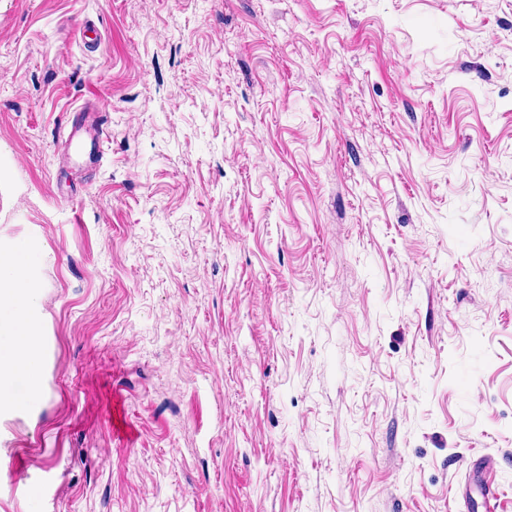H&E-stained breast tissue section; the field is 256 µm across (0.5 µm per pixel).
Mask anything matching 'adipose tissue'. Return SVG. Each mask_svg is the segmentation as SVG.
I'll return each instance as SVG.
<instances>
[{"mask_svg": "<svg viewBox=\"0 0 512 512\" xmlns=\"http://www.w3.org/2000/svg\"><path fill=\"white\" fill-rule=\"evenodd\" d=\"M29 266L25 259H17L8 278H0V328L8 327L11 335L19 339L13 355L17 358L33 356L39 347L38 324L35 320L12 321L10 313L23 300L37 299L38 285L28 277Z\"/></svg>", "mask_w": 512, "mask_h": 512, "instance_id": "ef3b65f1", "label": "adipose tissue"}]
</instances>
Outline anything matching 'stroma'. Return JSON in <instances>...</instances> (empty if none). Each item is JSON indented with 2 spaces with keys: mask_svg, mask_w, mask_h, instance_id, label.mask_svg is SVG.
Returning a JSON list of instances; mask_svg holds the SVG:
<instances>
[{
  "mask_svg": "<svg viewBox=\"0 0 512 512\" xmlns=\"http://www.w3.org/2000/svg\"><path fill=\"white\" fill-rule=\"evenodd\" d=\"M29 238L0 512H512V0H0ZM80 112H84L83 124H78L73 121L71 124V127L69 128V130L67 132L65 139L62 140L61 144L59 145L66 153H68L69 150L76 144L81 131L86 126V123L91 128H93L98 133V135L103 134V129H102L103 123H102L101 112H88V111H80ZM19 246L24 250L30 258V266L26 260L19 257L16 260L15 266L11 271L12 252L4 251L0 254V274L2 276H10L3 279L0 276V335L4 334V325H7L10 331V336H0V345H4V352L8 351L14 341V336L19 337V342L16 345L13 356L15 358H27L33 356L34 352L38 349V307L33 303H23L18 308L19 313L24 318H34L30 320L8 321L3 320L8 317L13 309L22 302L25 298L30 300H37L39 295L38 285L31 281L28 277V269H35L40 262V250L35 241L27 239L19 242ZM43 357L41 354L40 359L31 357L30 361L21 360L17 361L13 367L12 372L2 380V388L7 391L14 390L24 385L35 368L40 372L43 366ZM470 471L478 472L481 476V495L483 498V512H494L500 499V487L496 480L495 463L489 456L481 457L478 460L467 461Z\"/></svg>",
  "mask_w": 512,
  "mask_h": 512,
  "instance_id": "1",
  "label": "stroma"
}]
</instances>
